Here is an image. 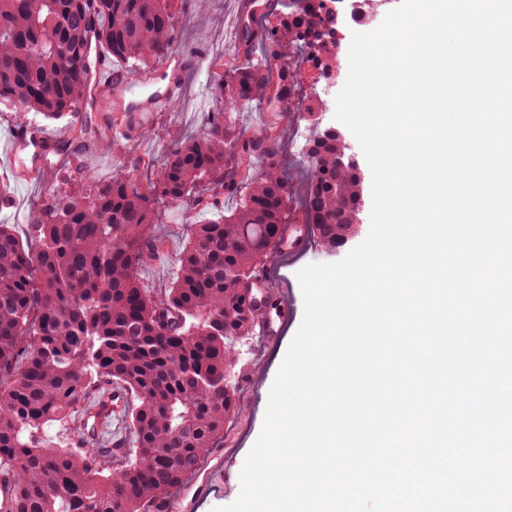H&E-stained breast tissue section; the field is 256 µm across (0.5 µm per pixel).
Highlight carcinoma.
<instances>
[{
    "mask_svg": "<svg viewBox=\"0 0 512 512\" xmlns=\"http://www.w3.org/2000/svg\"><path fill=\"white\" fill-rule=\"evenodd\" d=\"M279 25L311 39L312 67L336 72L332 17L310 0H289ZM136 77L180 52L170 0H0V104L56 120L89 104L96 48ZM269 28L260 58L218 75V107L201 134L164 149L160 174L138 183L126 161L91 180L67 169L30 223L39 247L27 249L0 224V475L16 481L13 512H149L182 485L224 439L238 390L224 389L232 344L255 335L262 312L245 299L256 272L279 251L290 218L312 225L334 249L352 235L358 176L336 167V139L318 133L308 147V180L299 211L284 173L280 140L249 136L225 117L243 103L288 89L291 54ZM239 208L192 225L175 281L152 295L139 268L162 241L153 234L158 205L219 208L240 192ZM118 382L134 397L128 410L131 458L118 472L99 453H77L33 433L63 420Z\"/></svg>",
    "mask_w": 512,
    "mask_h": 512,
    "instance_id": "cac0c4a2",
    "label": "carcinoma"
}]
</instances>
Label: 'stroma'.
I'll return each mask as SVG.
<instances>
[{"instance_id":"1","label":"stroma","mask_w":512,"mask_h":512,"mask_svg":"<svg viewBox=\"0 0 512 512\" xmlns=\"http://www.w3.org/2000/svg\"><path fill=\"white\" fill-rule=\"evenodd\" d=\"M238 0H173L178 41L196 63L185 76V96L172 111L160 112L147 134L133 133L118 139H102L81 154L80 159L94 178H111L117 157L137 166L139 178L156 175L163 163L162 148L177 138L198 135L215 110L213 64L218 50L224 49V26L235 13ZM63 155H35L25 148L16 157L0 150V184L10 190L9 202L0 206V224L12 225L25 245L37 248L38 238L30 222L34 204L44 196L50 175L67 167ZM205 213L192 205L162 203L157 208L155 233L164 252L139 271V278L152 294L168 287L177 272V257L182 250L190 224L205 220ZM289 339H282L267 357L259 355V339L236 342V373L256 374L255 386H240L237 409L224 426V454L234 470H241L253 442L259 436L275 375L283 361Z\"/></svg>"}]
</instances>
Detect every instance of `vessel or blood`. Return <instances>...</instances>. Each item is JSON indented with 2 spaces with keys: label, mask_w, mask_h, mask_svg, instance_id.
<instances>
[{
  "label": "vessel or blood",
  "mask_w": 512,
  "mask_h": 512,
  "mask_svg": "<svg viewBox=\"0 0 512 512\" xmlns=\"http://www.w3.org/2000/svg\"><path fill=\"white\" fill-rule=\"evenodd\" d=\"M253 0H240L234 30L235 44L243 40L258 39L259 30L248 24L247 19L253 13ZM191 66V59L186 55L170 56L163 69L165 87L154 88L153 77H146L140 82L123 78L118 71L112 69L104 55H97L94 72L91 76L92 91L102 103H113L123 109L126 127L138 130L149 128L156 113L167 111L170 101L180 99L184 94L182 76ZM58 135L33 124H24L15 128L9 139L7 148L9 156H16L25 146L52 145L58 143ZM309 225L296 222L289 225L282 236L281 245L289 256L305 255L310 248ZM255 288L264 296L270 297L280 310L277 319H264L259 324L260 334L266 344H275L286 329L293 323L296 302L290 287L277 285L266 276H258ZM124 395L120 390H113L102 396L95 405L86 412V422L82 431L87 440L99 441L104 428L111 423H119L124 419L122 403ZM236 480L235 474L225 467L223 452H215L209 467L200 469L181 492L173 498L155 501L150 512H199L209 499L222 496Z\"/></svg>",
  "instance_id": "obj_1"
}]
</instances>
